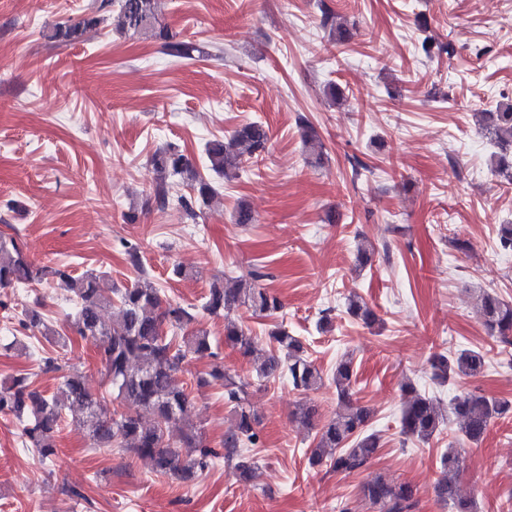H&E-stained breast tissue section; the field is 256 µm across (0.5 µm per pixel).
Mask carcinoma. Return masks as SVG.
I'll return each instance as SVG.
<instances>
[{"label": "carcinoma", "mask_w": 512, "mask_h": 512, "mask_svg": "<svg viewBox=\"0 0 512 512\" xmlns=\"http://www.w3.org/2000/svg\"><path fill=\"white\" fill-rule=\"evenodd\" d=\"M122 29L137 35L161 39L167 54L176 59H190L206 51L193 43L177 39L161 27L156 0H119ZM322 26L330 29L336 43L347 41L348 32L336 25V14L322 8ZM98 19L88 18L67 25H56L50 38L62 42H79L97 26ZM486 131L499 149L496 172L512 183V103L500 104L497 111L485 113ZM270 132L261 121H250L237 127L229 138L206 144L205 155L209 170L231 180L239 177L249 163L268 152ZM160 174L154 190L160 206L169 201L166 179L178 176L186 182L191 194L179 197L187 214L210 204L215 194L212 182L198 175L190 160L176 148H168L153 157ZM43 276L65 284L73 293L75 312L70 327L79 336L94 341L96 356L101 363L104 383L113 400L123 406H133L150 414L146 421L135 412L109 411L101 399L85 385L82 377L71 374L62 385V398L46 397L31 387L29 377L20 376L0 385V413L15 416L23 426L25 441L47 458L56 451V436L65 420L72 419L88 426L97 449L127 448L148 459L160 474H179L190 479L209 466L218 452L206 442L202 432L190 418L191 398L178 384V374L189 354L215 359L209 377L224 383V402L236 419L234 431L224 436V457L235 461L242 478L248 477L254 464L245 452L259 442L255 428L257 419L245 397L244 385L237 383L217 362L210 336L202 329L181 337L175 333L197 322L199 311L224 316V344L248 357L255 351V337L232 318L244 308L254 315L270 317L279 313L281 300L257 284L261 275L252 273L237 278L228 285H211L201 309L181 306L163 300L160 289L146 272L131 286L120 288L106 276L93 272L73 276L61 268H45ZM32 270L17 239H0V288L30 279ZM118 306L112 322L102 321L105 309ZM346 312L366 326L378 322L375 311L358 295L345 301ZM480 315L489 335L499 339L503 348H512V302L494 291H485L480 301ZM22 326L37 330L56 345L66 343L67 336L47 323L35 310L24 312ZM269 339L284 356L269 355L261 363L258 377L268 380L286 375L294 389L309 391L323 382V374L309 358L303 343L276 324L268 332ZM486 358L479 349H463L454 355L436 353L431 359L432 377L440 384L456 378L473 377L484 371ZM354 370L351 360L340 361L332 373L336 386L338 407L335 415L317 431L316 448L310 456L313 465L326 464L336 473L352 474L365 468L380 447V437L367 429L370 409L353 401ZM405 400L401 409L400 433L418 442L431 440L445 424L446 417L431 397L407 383L403 386ZM450 413L460 426L462 439L479 442L495 419L512 414V402L470 393L450 402ZM181 429L180 443L168 437L171 426ZM462 454L448 448L440 456L442 477L438 484L440 497L448 503L450 512H475L473 501L461 495L457 475ZM362 494L378 512H413L416 506L415 489L409 483H394L378 477L362 486Z\"/></svg>", "instance_id": "carcinoma-1"}]
</instances>
